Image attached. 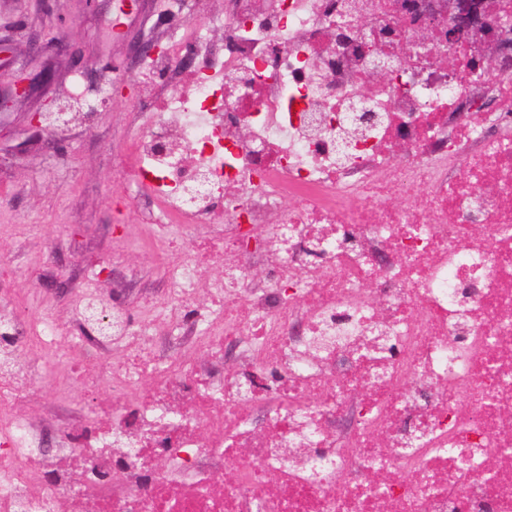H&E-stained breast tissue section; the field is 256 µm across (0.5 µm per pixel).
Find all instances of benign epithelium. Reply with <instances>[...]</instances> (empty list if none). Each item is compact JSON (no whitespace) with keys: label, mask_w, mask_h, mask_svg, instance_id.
I'll use <instances>...</instances> for the list:
<instances>
[{"label":"benign epithelium","mask_w":512,"mask_h":512,"mask_svg":"<svg viewBox=\"0 0 512 512\" xmlns=\"http://www.w3.org/2000/svg\"><path fill=\"white\" fill-rule=\"evenodd\" d=\"M488 35L493 45L488 48L490 55L473 54L462 61V66L474 72L494 76L497 69L493 61L499 58H512V0H503L495 23L488 22L477 0H448V25L446 38L448 45L454 47L473 46L480 38ZM54 75L44 66L32 67L25 63L10 73H0V111L5 109L13 99L27 96L37 85L50 83ZM97 98L92 110L106 112L112 101L124 99L131 95V87L122 81H112L109 88H93ZM73 97H54L45 107L28 113L29 130L33 135L58 131L59 127L70 124L85 112V107L73 106Z\"/></svg>","instance_id":"obj_1"}]
</instances>
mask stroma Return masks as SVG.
I'll return each instance as SVG.
<instances>
[{
    "label": "stroma",
    "mask_w": 512,
    "mask_h": 512,
    "mask_svg": "<svg viewBox=\"0 0 512 512\" xmlns=\"http://www.w3.org/2000/svg\"><path fill=\"white\" fill-rule=\"evenodd\" d=\"M224 0H107L96 13L84 0H0V71L10 73L35 55L45 34L72 38L83 49L92 71L64 55L51 57L53 85L0 112V256L8 265L0 273V303L23 305L33 319L53 318L66 335L75 325L70 311L82 292L87 272H100L105 296L139 316L147 302H161L166 290L156 275L159 258L139 224L149 201L136 195L118 162L130 149L139 101L113 102L72 124L65 135L33 136L26 115L66 91H84L92 83L118 76L143 86L142 68L127 67L133 36L169 44L178 39L187 19L206 22L223 12ZM118 66L117 74L101 63ZM24 231H17V224ZM65 225L68 244L54 254L52 268L38 283L28 273L40 265L55 225ZM122 246L120 261L110 253Z\"/></svg>",
    "instance_id": "1"
}]
</instances>
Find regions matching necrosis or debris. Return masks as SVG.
<instances>
[{"mask_svg": "<svg viewBox=\"0 0 512 512\" xmlns=\"http://www.w3.org/2000/svg\"><path fill=\"white\" fill-rule=\"evenodd\" d=\"M426 1L226 0L223 50L145 57L134 179L195 249L145 225L167 304L91 294L69 343L0 307V512H512V62L462 72ZM62 342L111 388L69 418ZM63 351V348L52 350L50 356L44 360L40 377L41 386L46 391H49L53 384L67 380V365L62 360Z\"/></svg>", "mask_w": 512, "mask_h": 512, "instance_id": "1", "label": "necrosis or debris"}]
</instances>
